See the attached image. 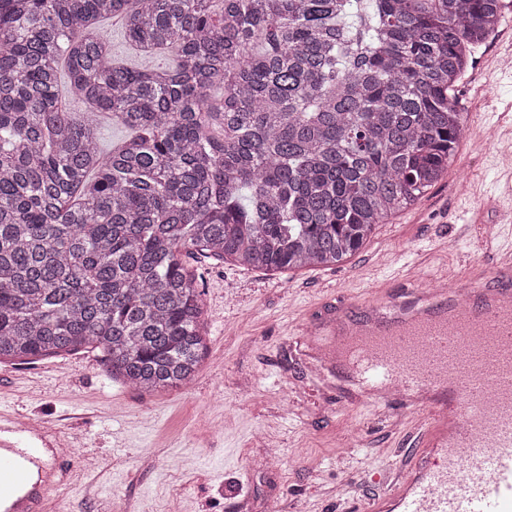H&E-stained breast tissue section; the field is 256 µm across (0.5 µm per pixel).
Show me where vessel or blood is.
I'll list each match as a JSON object with an SVG mask.
<instances>
[{
    "mask_svg": "<svg viewBox=\"0 0 512 512\" xmlns=\"http://www.w3.org/2000/svg\"><path fill=\"white\" fill-rule=\"evenodd\" d=\"M512 249L462 292L417 284L339 309L315 336L352 334L353 375L369 398L410 395L422 448L357 512H512ZM67 436L0 406V512H49L68 488Z\"/></svg>",
    "mask_w": 512,
    "mask_h": 512,
    "instance_id": "vessel-or-blood-1",
    "label": "vessel or blood"
}]
</instances>
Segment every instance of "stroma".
Instances as JSON below:
<instances>
[{
    "instance_id": "stroma-1",
    "label": "stroma",
    "mask_w": 512,
    "mask_h": 512,
    "mask_svg": "<svg viewBox=\"0 0 512 512\" xmlns=\"http://www.w3.org/2000/svg\"><path fill=\"white\" fill-rule=\"evenodd\" d=\"M112 58L171 65L136 50L107 18ZM469 122L448 171L411 210L379 225L347 263L269 274L188 257L201 276L207 353L196 378L160 395L112 380L94 353L0 363V402L23 421L79 435L74 457L98 465L51 491L56 512H353L383 490L378 474L405 466L417 436L408 407L352 402L334 369L313 365L301 321L352 307L373 288L409 277L444 279L459 257L493 268L496 251L460 224L495 225L512 170V6L454 89Z\"/></svg>"
}]
</instances>
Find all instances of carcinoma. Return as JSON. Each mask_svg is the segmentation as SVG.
I'll return each instance as SVG.
<instances>
[{
  "instance_id": "carcinoma-1",
  "label": "carcinoma",
  "mask_w": 512,
  "mask_h": 512,
  "mask_svg": "<svg viewBox=\"0 0 512 512\" xmlns=\"http://www.w3.org/2000/svg\"><path fill=\"white\" fill-rule=\"evenodd\" d=\"M503 0H0V362L99 350L143 393L206 353L183 257L332 268L448 171ZM121 19L144 55L112 60ZM129 136L103 148L65 95ZM103 25L112 34V59L127 66H140L145 63L151 66L166 67L172 64V57L168 53L158 52L150 59L145 58L125 36L120 21L112 17L107 18Z\"/></svg>"
}]
</instances>
